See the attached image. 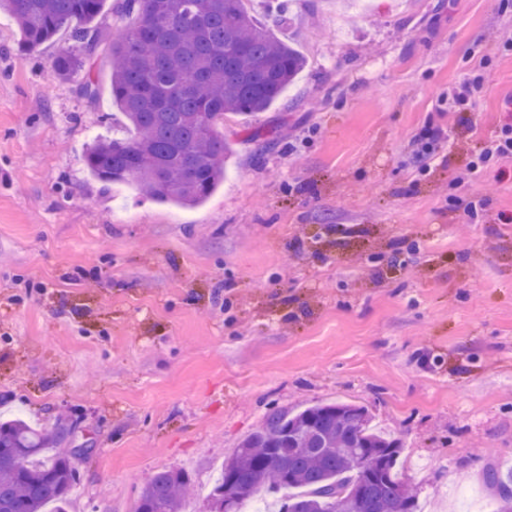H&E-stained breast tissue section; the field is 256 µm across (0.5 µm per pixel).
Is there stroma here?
I'll use <instances>...</instances> for the list:
<instances>
[{"label": "stroma", "instance_id": "1", "mask_svg": "<svg viewBox=\"0 0 512 512\" xmlns=\"http://www.w3.org/2000/svg\"><path fill=\"white\" fill-rule=\"evenodd\" d=\"M307 68L224 121L227 177L185 209L86 168L131 136L0 15V415L71 426L75 512L196 485L272 408L365 406L403 443L421 512H491L512 467V0H291ZM479 77L473 111L448 90ZM512 154V126H504L497 136L486 143L484 149L467 165L459 176V183L477 181L484 169L495 159ZM192 479L182 469L162 470L143 483L133 512H184Z\"/></svg>", "mask_w": 512, "mask_h": 512}]
</instances>
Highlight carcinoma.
Returning <instances> with one entry per match:
<instances>
[{
    "label": "carcinoma",
    "mask_w": 512,
    "mask_h": 512,
    "mask_svg": "<svg viewBox=\"0 0 512 512\" xmlns=\"http://www.w3.org/2000/svg\"><path fill=\"white\" fill-rule=\"evenodd\" d=\"M105 0H0L17 25L18 52L31 54L75 21L71 37L85 54L63 52L54 69L79 73L81 96L98 98L94 61L109 66L112 100L133 130L100 138L84 154L102 182L134 180L155 201L203 203L224 181L226 145L216 129L229 115L264 111L306 67L292 42L276 39L245 0H116L118 30L103 36L96 20ZM71 428L0 423V512H70L78 480ZM401 442L378 430L368 410L321 403L288 413L271 409L224 461L210 512H233L258 488L288 494L278 512H419V495L396 476ZM503 491L494 512H512V472L491 468ZM192 479L162 470L143 483L133 512H184Z\"/></svg>",
    "instance_id": "carcinoma-1"
}]
</instances>
